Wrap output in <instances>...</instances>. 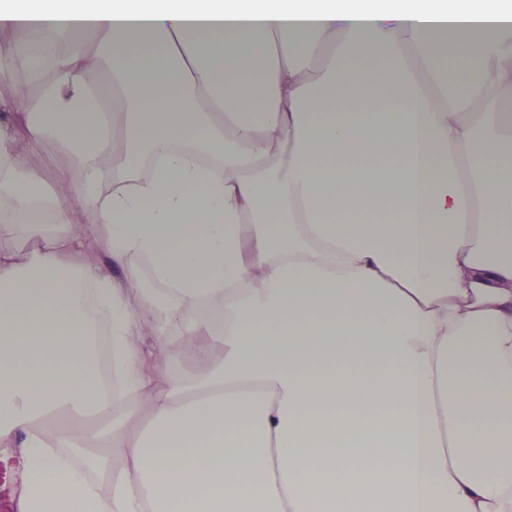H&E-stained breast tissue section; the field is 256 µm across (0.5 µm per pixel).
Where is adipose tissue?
I'll return each instance as SVG.
<instances>
[{
	"mask_svg": "<svg viewBox=\"0 0 512 512\" xmlns=\"http://www.w3.org/2000/svg\"><path fill=\"white\" fill-rule=\"evenodd\" d=\"M17 70L0 222L44 215L30 272L0 248L23 512H512V0H5ZM95 72L112 109L75 113ZM174 328L223 362L167 377ZM61 415L111 420L56 435L118 444L109 505L45 450Z\"/></svg>",
	"mask_w": 512,
	"mask_h": 512,
	"instance_id": "ef3b65f1",
	"label": "adipose tissue"
}]
</instances>
